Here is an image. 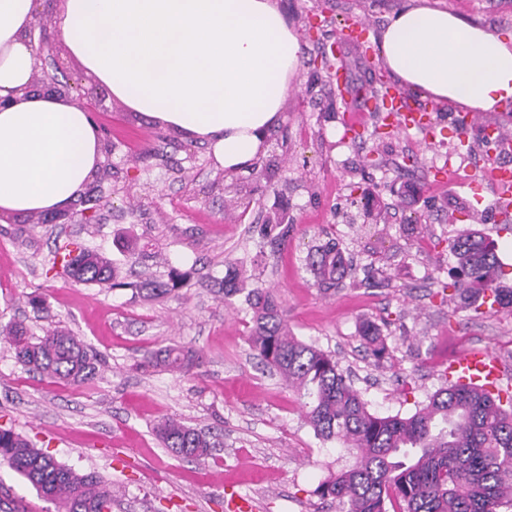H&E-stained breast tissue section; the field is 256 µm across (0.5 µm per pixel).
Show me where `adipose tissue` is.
<instances>
[{
    "label": "adipose tissue",
    "instance_id": "obj_1",
    "mask_svg": "<svg viewBox=\"0 0 512 512\" xmlns=\"http://www.w3.org/2000/svg\"><path fill=\"white\" fill-rule=\"evenodd\" d=\"M86 72L131 110L206 142L234 171L252 163L294 89L302 48L279 0H0V218L64 209L102 155L69 99L21 94L37 15ZM394 79L452 106L512 101V37L409 0L379 33Z\"/></svg>",
    "mask_w": 512,
    "mask_h": 512
}]
</instances>
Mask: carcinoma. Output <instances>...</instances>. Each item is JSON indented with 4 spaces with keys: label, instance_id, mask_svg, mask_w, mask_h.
<instances>
[{
    "label": "carcinoma",
    "instance_id": "1",
    "mask_svg": "<svg viewBox=\"0 0 512 512\" xmlns=\"http://www.w3.org/2000/svg\"><path fill=\"white\" fill-rule=\"evenodd\" d=\"M292 225L284 219L266 224L264 236L281 245ZM455 284L470 305L484 296L501 273L495 247L469 228L451 245ZM61 268L80 283L118 286L111 264L87 249L55 252ZM320 288L329 291L351 275L345 253L335 241L312 247L306 256ZM188 275L176 268L167 281L137 284L153 298L177 292ZM230 270L221 281L224 296L245 293L252 311L248 342L257 356L294 389L303 416L315 435L337 441L354 456L351 466L321 483L315 494L336 503L337 512H512V391L492 393L456 383L438 389L408 417L373 414L333 354L298 339L288 328L286 311L270 287L246 288ZM16 358L54 382L88 383L101 362L71 331L54 328L33 343L27 327L16 321L0 329ZM361 337L371 356L381 360L389 347L374 324ZM150 360L188 372L199 360L190 350L168 347ZM153 431L164 447L183 458H201L219 446L216 437L167 419ZM0 466L23 476L57 512H111L112 483L95 473H79L56 462L9 428L0 427Z\"/></svg>",
    "mask_w": 512,
    "mask_h": 512
}]
</instances>
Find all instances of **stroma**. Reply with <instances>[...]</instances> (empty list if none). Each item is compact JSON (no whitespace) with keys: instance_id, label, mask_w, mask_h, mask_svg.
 I'll return each mask as SVG.
<instances>
[{"instance_id":"35a3bbf8","label":"stroma","mask_w":512,"mask_h":512,"mask_svg":"<svg viewBox=\"0 0 512 512\" xmlns=\"http://www.w3.org/2000/svg\"><path fill=\"white\" fill-rule=\"evenodd\" d=\"M407 0H280L303 51L299 85L252 170L221 173L205 145L126 107L112 96L95 120L111 141L112 207L97 224H33L19 214L0 223V325L23 321L31 340L70 330L102 359L92 384L54 383L18 363L0 340V426L36 443L57 462L110 479L112 512H227L228 493L254 512H336L315 488L349 464L336 443L318 439L301 404L248 344L252 313L242 296L225 298L228 263L274 288L299 339L331 351L380 416L412 414L445 385L448 362L472 348L496 355L512 388V308L474 310L449 289V244L466 227L470 178L434 171L456 154L453 106L442 103L431 131L380 133L381 114L366 113L360 136L344 124L345 96L383 90L394 80L377 53L345 49L347 90L338 92L313 59L344 22L360 18L380 30ZM467 23L512 34V0H430ZM286 216L287 244L259 227ZM478 230L503 264L512 287V227L487 196ZM154 240L165 262L122 248L130 236ZM336 240L353 277L323 292L305 258ZM85 245L118 270L120 287L75 282L52 270L57 248ZM190 274L188 288L157 301L136 284ZM39 297L42 308L30 301ZM376 324L392 353L366 352L359 329ZM176 345L201 353L190 372L155 367L146 354ZM173 417L212 432L211 456L186 459L153 432ZM25 512H57L14 470L0 468V495Z\"/></svg>"}]
</instances>
